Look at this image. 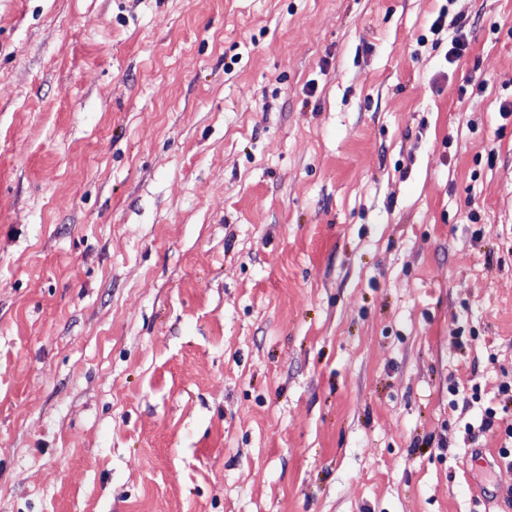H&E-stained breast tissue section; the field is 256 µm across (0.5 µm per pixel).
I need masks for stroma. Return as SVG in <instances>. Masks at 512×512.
<instances>
[{
    "label": "stroma",
    "instance_id": "obj_1",
    "mask_svg": "<svg viewBox=\"0 0 512 512\" xmlns=\"http://www.w3.org/2000/svg\"><path fill=\"white\" fill-rule=\"evenodd\" d=\"M504 101L512 0H0V512H512Z\"/></svg>",
    "mask_w": 512,
    "mask_h": 512
}]
</instances>
